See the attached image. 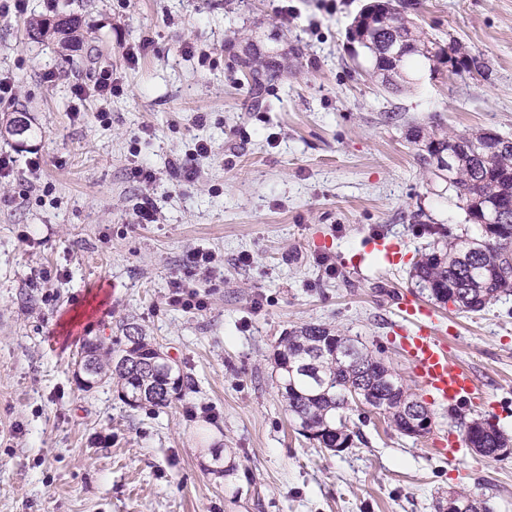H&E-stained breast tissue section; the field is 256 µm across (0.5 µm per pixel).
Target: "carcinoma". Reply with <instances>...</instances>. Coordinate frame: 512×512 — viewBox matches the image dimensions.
<instances>
[{
	"label": "carcinoma",
	"instance_id": "cac0c4a2",
	"mask_svg": "<svg viewBox=\"0 0 512 512\" xmlns=\"http://www.w3.org/2000/svg\"><path fill=\"white\" fill-rule=\"evenodd\" d=\"M417 8L414 0H370L346 34L356 46L353 56L370 59L371 75L385 89L399 90L410 83L416 66L432 74L445 65L457 67L440 42L408 15ZM76 28L77 21L65 16L53 22L32 21L28 33L35 40L54 36L63 46ZM240 66L259 92L274 80L275 74L255 60H242ZM413 136L423 142L420 165L447 184L446 191L462 203L465 221L479 225L480 234L457 235L443 224L431 228L436 239L418 252L411 275L435 302L481 312L491 301L512 295V139L499 133L493 138L487 129L450 136L437 126L426 133L419 128ZM490 210L498 214L495 224L484 223ZM159 348L145 335L129 336L127 344L116 349L87 342L86 387L109 375L117 380L127 404L169 405L181 392L184 377L174 373L173 366L158 364ZM276 367L288 414L299 422L302 435L321 448L353 441L347 419L351 387L367 390L366 408L371 412L387 400L384 417L400 433L407 430L414 394L390 366L354 339L320 325H303L280 338ZM511 440L488 422L474 420L464 427L463 441L484 457H493Z\"/></svg>",
	"mask_w": 512,
	"mask_h": 512
}]
</instances>
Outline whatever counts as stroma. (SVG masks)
Instances as JSON below:
<instances>
[{
	"label": "stroma",
	"instance_id": "stroma-1",
	"mask_svg": "<svg viewBox=\"0 0 512 512\" xmlns=\"http://www.w3.org/2000/svg\"><path fill=\"white\" fill-rule=\"evenodd\" d=\"M367 2L28 0L25 13H0V72L17 86L0 100V152L17 160L0 179V512H436L460 490L512 512V457L467 449L451 466L435 447L474 419L512 437V296L478 313L437 308L451 357L487 394L451 413L394 334L395 295L419 296L409 265L349 264L377 235L425 248L420 210L477 234L420 166L411 130L436 121L452 136L512 138V0H421L424 30L482 67L397 93L349 56L346 31ZM59 15L78 21L68 46L28 38L30 20ZM143 40L128 64L126 46ZM239 57L275 66L278 80L255 95ZM104 68L123 93L76 118L73 85ZM21 112L32 133L20 144L4 125ZM197 138L212 152L187 184L180 161ZM135 163L156 173L150 188ZM146 191L154 224L135 215ZM195 248L224 260L200 311L168 302ZM40 269L59 276L30 287ZM305 324L383 359L430 410L431 432L411 438L356 408L351 448L300 435L275 355ZM138 329L188 378L168 406L133 408L115 383L79 377L86 341L110 348Z\"/></svg>",
	"mask_w": 512,
	"mask_h": 512
}]
</instances>
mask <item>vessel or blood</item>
<instances>
[{
    "label": "vessel or blood",
    "mask_w": 512,
    "mask_h": 512,
    "mask_svg": "<svg viewBox=\"0 0 512 512\" xmlns=\"http://www.w3.org/2000/svg\"><path fill=\"white\" fill-rule=\"evenodd\" d=\"M369 249L392 268L406 261L402 242L393 239L373 238ZM397 307L410 323L409 328L400 332L401 344L423 386L452 408L485 403L486 397L477 387L473 375L452 360L447 344L441 341L439 321L433 311L406 296L398 297Z\"/></svg>",
    "instance_id": "1"
}]
</instances>
